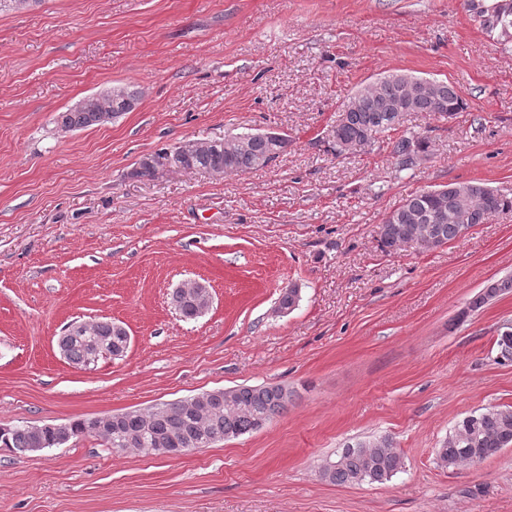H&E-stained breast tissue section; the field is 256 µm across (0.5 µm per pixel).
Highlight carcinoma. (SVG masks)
<instances>
[{
    "label": "carcinoma",
    "instance_id": "cac0c4a2",
    "mask_svg": "<svg viewBox=\"0 0 512 512\" xmlns=\"http://www.w3.org/2000/svg\"><path fill=\"white\" fill-rule=\"evenodd\" d=\"M465 6L478 19L482 29L497 37L503 45L512 44V0H465ZM141 92L128 85H115L98 94L93 107L83 103L57 114L55 123L63 132L99 125L96 115L114 120L138 105ZM464 101L456 87L446 81L430 80L403 73H390L361 89L342 105L333 130L336 149L358 146L372 136L396 131L409 112L431 116L453 115L462 111ZM426 138L400 135L392 142V157L400 170L414 167L426 151ZM271 133L244 131L218 139H196L188 148H164L138 163L134 175L151 178L159 168L182 166L215 178L227 174H245L269 165L278 158L273 153ZM455 202L423 190L406 198L389 212L379 226V239L386 251L398 248L409 236L432 237L445 245L461 238L463 225L482 224L492 214L512 211V198L480 184H456ZM172 304L185 320H195V299L182 290L172 292ZM63 336L62 353L76 366L94 363L93 355H112L127 347L126 329L107 318L82 325ZM234 399L241 407L229 412L223 408L201 416L195 406L174 403L161 414L139 410L112 414L99 427L93 419H76L60 430L35 425H14L0 431V447L18 456L58 447L72 439L93 435L106 445L121 451L146 452L151 448H183L197 441L214 445L260 429V421H272L288 410L283 385L238 386ZM512 446V407L470 414L456 423L441 448L440 465L455 468L474 460L484 462ZM338 464L323 474L337 485L381 483L404 468V460L390 439H374L367 444L348 443L336 454Z\"/></svg>",
    "mask_w": 512,
    "mask_h": 512
}]
</instances>
